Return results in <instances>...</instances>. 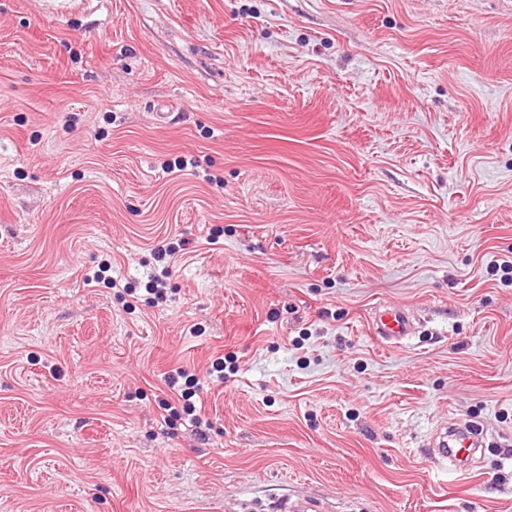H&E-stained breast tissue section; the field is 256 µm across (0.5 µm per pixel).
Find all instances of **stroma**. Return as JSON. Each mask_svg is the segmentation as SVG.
Segmentation results:
<instances>
[{
	"instance_id": "1",
	"label": "stroma",
	"mask_w": 512,
	"mask_h": 512,
	"mask_svg": "<svg viewBox=\"0 0 512 512\" xmlns=\"http://www.w3.org/2000/svg\"><path fill=\"white\" fill-rule=\"evenodd\" d=\"M49 2L0 0V512H512V0ZM183 245L179 241L177 244L174 242L164 239L157 243L153 248V255L159 262H163L162 265L153 267L149 275V288L147 291L150 295L148 303L151 305H158L159 303L167 302V280L171 275L169 266L165 263L167 256H171L176 253ZM373 335L382 343L401 344L415 333V323L407 311L394 304L380 306L371 317ZM430 447L436 448L434 457L438 463L449 459L457 469L467 474L476 470L473 458L482 442L476 427L469 424L446 429Z\"/></svg>"
}]
</instances>
